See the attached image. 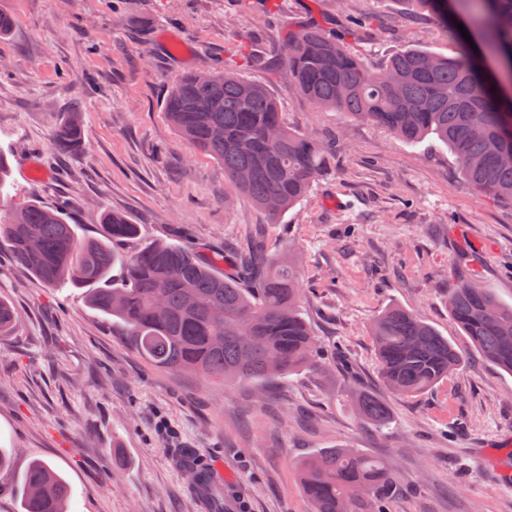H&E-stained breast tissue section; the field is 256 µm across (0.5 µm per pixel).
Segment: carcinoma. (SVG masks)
<instances>
[{
	"mask_svg": "<svg viewBox=\"0 0 512 512\" xmlns=\"http://www.w3.org/2000/svg\"><path fill=\"white\" fill-rule=\"evenodd\" d=\"M404 14H430L455 35L445 56L420 47L369 69L343 39L316 27L288 34L277 70L289 90L317 112H346L380 125L404 141L433 137L448 147L461 174L480 195L512 206V0H397ZM477 34L476 48L457 24ZM165 112L178 136L224 165L235 190L270 217L299 203L325 171L327 146L291 129L275 98L236 68L199 71L176 79ZM81 109L55 129L65 147L80 140ZM11 170L0 153V204ZM111 240L90 239L62 212L38 202L0 216V251L49 287L86 288L87 307L121 326L131 347L153 366L200 373L226 383L262 384L313 365L322 351L306 322L300 266L288 252L269 258L258 248L224 259L206 258L184 243L150 242L119 254L113 243L136 225L105 212ZM224 269H219V263ZM448 310L486 362L512 375V307L466 279L448 293ZM380 376L393 393L413 397L461 366V353L434 327L399 306L371 325ZM365 423H390L388 403L370 392L356 396ZM177 464L201 482L214 512V473L191 448L173 449ZM297 473L312 512H354L369 497L393 493L385 463L355 448L335 447L302 459ZM69 487L43 461L23 475L21 512H67Z\"/></svg>",
	"mask_w": 512,
	"mask_h": 512,
	"instance_id": "cac0c4a2",
	"label": "carcinoma"
}]
</instances>
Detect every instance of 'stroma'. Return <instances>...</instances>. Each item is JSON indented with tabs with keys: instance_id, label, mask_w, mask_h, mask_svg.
<instances>
[{
	"instance_id": "35a3bbf8",
	"label": "stroma",
	"mask_w": 512,
	"mask_h": 512,
	"mask_svg": "<svg viewBox=\"0 0 512 512\" xmlns=\"http://www.w3.org/2000/svg\"><path fill=\"white\" fill-rule=\"evenodd\" d=\"M14 20L0 41V153L12 211L62 207L102 237L103 211L136 224L135 241L176 240L200 254L261 240L301 256L303 312L324 353L317 369L265 384L214 382L151 365L80 288H50L0 252V299L16 310L0 335V512H20L29 463L69 484L68 512H208L177 466L185 446L222 466L247 512H312L296 461L343 445L382 459L396 489L387 512H512V376L483 360L448 311L475 275L512 305V208L478 195L441 142L403 141L342 112H317L274 78L281 40L314 25L342 36L372 69L409 46L453 55L434 17L409 23L397 0H0ZM239 66L266 86L289 127L329 143V172L278 221L175 134L167 87L199 69ZM84 107L81 146L52 138ZM399 306L463 355L414 398L386 394L371 321ZM385 395L393 419L363 424L355 389Z\"/></svg>"
}]
</instances>
